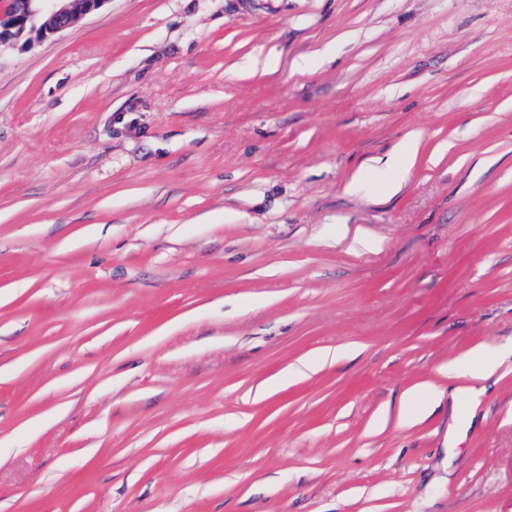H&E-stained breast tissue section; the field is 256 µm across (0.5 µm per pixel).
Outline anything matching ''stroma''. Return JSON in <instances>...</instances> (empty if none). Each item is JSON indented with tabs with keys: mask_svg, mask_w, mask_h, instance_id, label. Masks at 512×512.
<instances>
[{
	"mask_svg": "<svg viewBox=\"0 0 512 512\" xmlns=\"http://www.w3.org/2000/svg\"><path fill=\"white\" fill-rule=\"evenodd\" d=\"M415 130L398 195L346 192ZM0 512H512V0H107L0 44Z\"/></svg>",
	"mask_w": 512,
	"mask_h": 512,
	"instance_id": "1",
	"label": "stroma"
}]
</instances>
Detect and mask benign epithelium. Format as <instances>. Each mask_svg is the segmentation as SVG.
I'll return each mask as SVG.
<instances>
[{
  "mask_svg": "<svg viewBox=\"0 0 512 512\" xmlns=\"http://www.w3.org/2000/svg\"><path fill=\"white\" fill-rule=\"evenodd\" d=\"M107 0H8L0 11V43H31L30 34L46 38L64 31L80 17L99 11Z\"/></svg>",
  "mask_w": 512,
  "mask_h": 512,
  "instance_id": "benign-epithelium-1",
  "label": "benign epithelium"
}]
</instances>
